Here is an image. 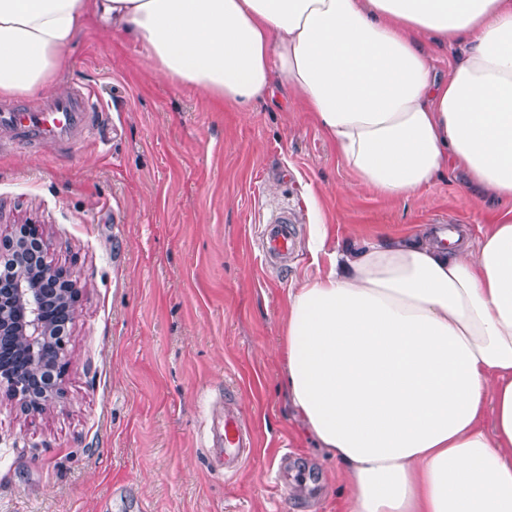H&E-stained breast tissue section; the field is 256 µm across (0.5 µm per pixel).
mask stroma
Instances as JSON below:
<instances>
[{
    "instance_id": "35a3bbf8",
    "label": "stroma",
    "mask_w": 512,
    "mask_h": 512,
    "mask_svg": "<svg viewBox=\"0 0 512 512\" xmlns=\"http://www.w3.org/2000/svg\"><path fill=\"white\" fill-rule=\"evenodd\" d=\"M95 91L104 138L28 150L0 137V237L40 224L48 263L83 284L65 393L45 414L0 393V512H344L347 478L308 440L282 387L290 289L316 275L310 226L331 242L512 218L448 171L402 199L363 187L297 95L218 108L87 22L56 77ZM295 244L264 265L269 211ZM241 406L255 457L225 472L210 428Z\"/></svg>"
}]
</instances>
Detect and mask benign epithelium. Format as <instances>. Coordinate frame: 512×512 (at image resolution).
<instances>
[{"label": "benign epithelium", "mask_w": 512, "mask_h": 512, "mask_svg": "<svg viewBox=\"0 0 512 512\" xmlns=\"http://www.w3.org/2000/svg\"><path fill=\"white\" fill-rule=\"evenodd\" d=\"M45 251L36 223L20 224L0 239V257L33 272L0 290V390L28 413L55 407L69 363L65 327L78 315L80 286L48 263L35 265L31 246Z\"/></svg>", "instance_id": "7a95c632"}]
</instances>
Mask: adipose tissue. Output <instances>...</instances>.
<instances>
[{"mask_svg":"<svg viewBox=\"0 0 512 512\" xmlns=\"http://www.w3.org/2000/svg\"><path fill=\"white\" fill-rule=\"evenodd\" d=\"M91 18L241 112L283 80L380 196L454 169L512 199V0H0V95L57 91ZM327 240L313 224L327 263L288 294L282 384L347 512H512V222Z\"/></svg>","mask_w":512,"mask_h":512,"instance_id":"ef3b65f1","label":"adipose tissue"}]
</instances>
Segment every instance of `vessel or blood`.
Wrapping results in <instances>:
<instances>
[{"label":"vessel or blood","instance_id":"obj_1","mask_svg":"<svg viewBox=\"0 0 512 512\" xmlns=\"http://www.w3.org/2000/svg\"><path fill=\"white\" fill-rule=\"evenodd\" d=\"M99 103L92 95L60 97L41 107L0 105V133L18 135L47 146H68L94 132ZM294 247L292 220L287 212L272 214L262 230L265 258L287 261ZM212 444L224 451L225 468H241L254 455L255 442L239 409L227 406L223 422L214 428Z\"/></svg>","mask_w":512,"mask_h":512}]
</instances>
